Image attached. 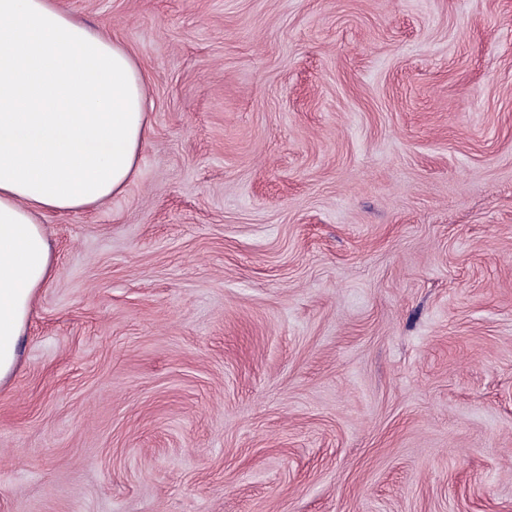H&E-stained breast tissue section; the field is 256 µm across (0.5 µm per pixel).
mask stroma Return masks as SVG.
<instances>
[{
    "mask_svg": "<svg viewBox=\"0 0 512 512\" xmlns=\"http://www.w3.org/2000/svg\"><path fill=\"white\" fill-rule=\"evenodd\" d=\"M148 77L52 215L0 512H512V0H60Z\"/></svg>",
    "mask_w": 512,
    "mask_h": 512,
    "instance_id": "1",
    "label": "stroma"
}]
</instances>
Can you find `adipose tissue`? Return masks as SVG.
Instances as JSON below:
<instances>
[{
    "instance_id": "1",
    "label": "adipose tissue",
    "mask_w": 512,
    "mask_h": 512,
    "mask_svg": "<svg viewBox=\"0 0 512 512\" xmlns=\"http://www.w3.org/2000/svg\"><path fill=\"white\" fill-rule=\"evenodd\" d=\"M150 128L124 45L56 0H0V385L55 274L46 216L122 194Z\"/></svg>"
}]
</instances>
